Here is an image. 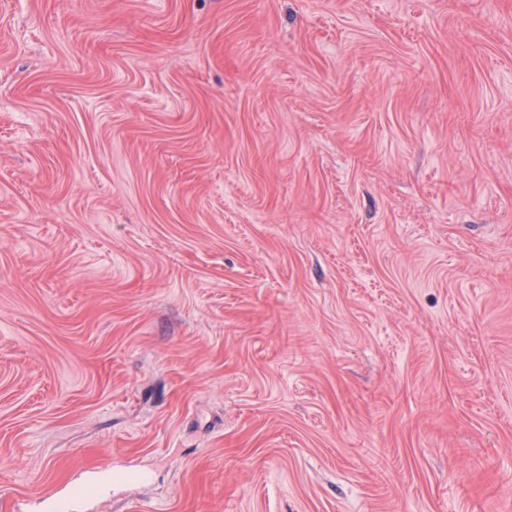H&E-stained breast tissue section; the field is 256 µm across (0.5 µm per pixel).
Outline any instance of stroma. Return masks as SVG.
<instances>
[{"mask_svg": "<svg viewBox=\"0 0 512 512\" xmlns=\"http://www.w3.org/2000/svg\"><path fill=\"white\" fill-rule=\"evenodd\" d=\"M512 512V0H0V512Z\"/></svg>", "mask_w": 512, "mask_h": 512, "instance_id": "obj_1", "label": "stroma"}]
</instances>
